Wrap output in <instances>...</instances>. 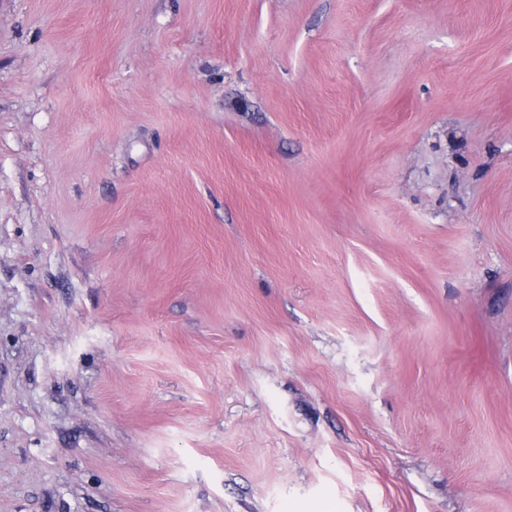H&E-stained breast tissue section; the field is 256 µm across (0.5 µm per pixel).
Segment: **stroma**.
Segmentation results:
<instances>
[{"mask_svg": "<svg viewBox=\"0 0 512 512\" xmlns=\"http://www.w3.org/2000/svg\"><path fill=\"white\" fill-rule=\"evenodd\" d=\"M0 512H512V0H0Z\"/></svg>", "mask_w": 512, "mask_h": 512, "instance_id": "1", "label": "stroma"}]
</instances>
